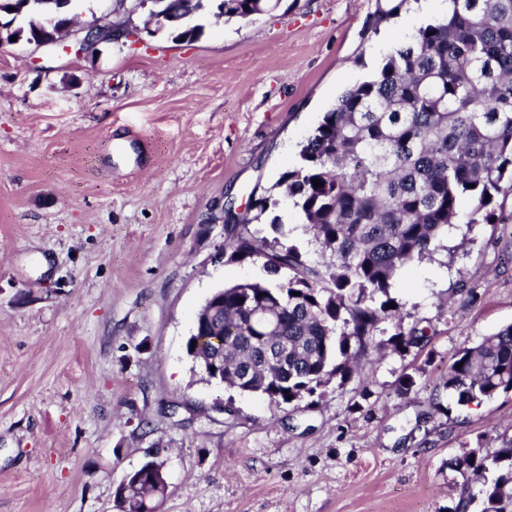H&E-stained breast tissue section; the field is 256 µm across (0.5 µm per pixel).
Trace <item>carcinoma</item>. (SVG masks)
Listing matches in <instances>:
<instances>
[{
  "label": "carcinoma",
  "mask_w": 512,
  "mask_h": 512,
  "mask_svg": "<svg viewBox=\"0 0 512 512\" xmlns=\"http://www.w3.org/2000/svg\"><path fill=\"white\" fill-rule=\"evenodd\" d=\"M210 0H160L161 31L192 43L204 33L198 13ZM451 13L418 29L395 46L364 81L348 88L322 116L298 152V163L273 188L291 201L312 233L323 262L311 266L294 245L256 237L249 219L228 216L224 259H260L270 276L243 282L210 296L211 324L219 343L193 334V357L208 377L224 372L235 384L249 383L275 402L292 403L324 394L333 378L348 380L357 358L381 323L395 322L394 347L415 345L424 330H404L390 296L403 266L437 250L456 223L463 202L473 205L470 224H491L493 203L503 184L512 190V0H451ZM276 0H222L224 21L246 22L270 11ZM21 11L27 38L36 34L40 0H0V10ZM323 186L316 187L313 180ZM274 192L259 198L260 219L274 213L271 227L282 232ZM262 308L276 323L263 332L253 319ZM288 337V370L261 367L256 339ZM460 406L481 405L512 392V324L479 345L458 351L443 382ZM463 477L456 512H471L478 481L481 512H512V438L494 452L482 446L456 459ZM158 476L153 463L119 484L120 512H153Z\"/></svg>",
  "instance_id": "carcinoma-1"
}]
</instances>
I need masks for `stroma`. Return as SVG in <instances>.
<instances>
[{
    "instance_id": "1",
    "label": "stroma",
    "mask_w": 512,
    "mask_h": 512,
    "mask_svg": "<svg viewBox=\"0 0 512 512\" xmlns=\"http://www.w3.org/2000/svg\"><path fill=\"white\" fill-rule=\"evenodd\" d=\"M69 7L80 27L147 20L135 0ZM440 16L281 0L246 24L205 19L192 43L0 46V512H118L117 485L150 460L159 512H453L455 459L512 436V392L429 410L451 358L512 323L511 195L495 199L509 222L453 225L394 277L424 340L394 349L381 323L324 396L243 395L187 353L214 289L266 276L225 262L224 209L274 238L253 200L346 89Z\"/></svg>"
}]
</instances>
